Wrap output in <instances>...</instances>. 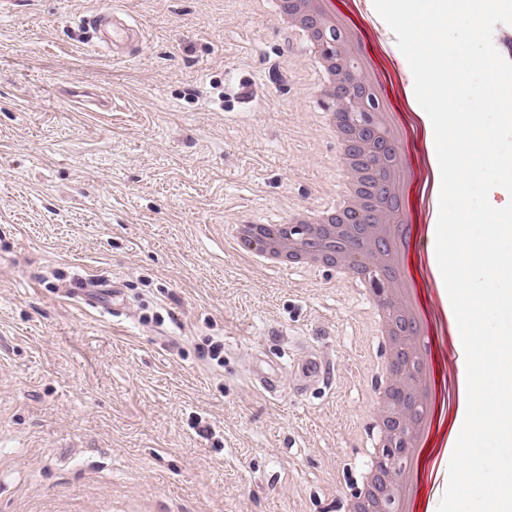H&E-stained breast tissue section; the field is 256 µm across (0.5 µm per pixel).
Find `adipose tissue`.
<instances>
[{
	"mask_svg": "<svg viewBox=\"0 0 512 512\" xmlns=\"http://www.w3.org/2000/svg\"><path fill=\"white\" fill-rule=\"evenodd\" d=\"M405 100L416 124L418 133L428 149V175L423 188L432 199H447L445 208L434 209L428 226L429 236L447 247L450 259L447 265L430 263L429 269L436 279L443 308L448 316L449 329L456 348L467 363L492 364L497 383L488 393V401L495 407L494 425L501 445L512 447V335L503 334L497 349H488L483 336L482 299L477 288L487 276L488 266H496L500 274L512 277L511 256H488L483 250H462L469 238L470 227L486 224L493 236L512 240V224L497 223L495 216L470 209L457 194L459 179L492 181L498 179L504 165L512 166V157L504 159L503 166L469 167L456 152L441 156L433 145L447 128V115L443 112L423 110L413 88H406ZM469 309L467 322H460L455 314L458 304ZM448 436L445 453L452 454L466 447L469 438L480 431L483 422L477 412L470 373L459 376V404L453 416L448 417Z\"/></svg>",
	"mask_w": 512,
	"mask_h": 512,
	"instance_id": "obj_1",
	"label": "adipose tissue"
}]
</instances>
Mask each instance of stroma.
<instances>
[{"label": "stroma", "instance_id": "1", "mask_svg": "<svg viewBox=\"0 0 512 512\" xmlns=\"http://www.w3.org/2000/svg\"><path fill=\"white\" fill-rule=\"evenodd\" d=\"M104 7L137 32L114 53L84 27ZM313 68L260 0H0V512H340L367 304L225 241L339 189ZM460 191L512 212V178ZM93 275L118 314L63 295ZM496 453L489 428L448 456L430 512H482L469 467L504 479Z\"/></svg>", "mask_w": 512, "mask_h": 512}]
</instances>
